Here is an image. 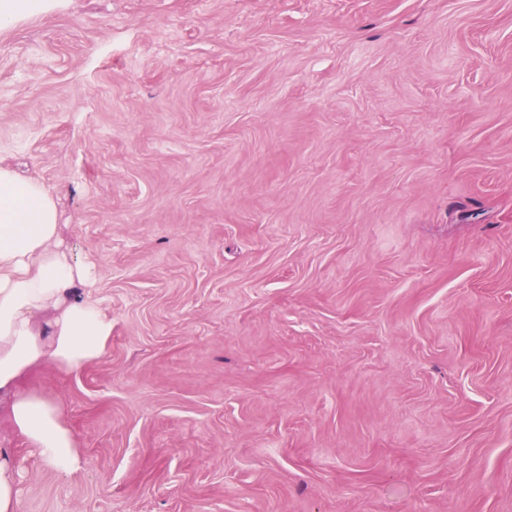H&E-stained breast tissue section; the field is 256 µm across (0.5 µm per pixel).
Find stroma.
<instances>
[{
    "mask_svg": "<svg viewBox=\"0 0 512 512\" xmlns=\"http://www.w3.org/2000/svg\"><path fill=\"white\" fill-rule=\"evenodd\" d=\"M0 165L112 317L22 512H512V0H63Z\"/></svg>",
    "mask_w": 512,
    "mask_h": 512,
    "instance_id": "stroma-1",
    "label": "stroma"
}]
</instances>
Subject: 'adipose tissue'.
<instances>
[{
    "label": "adipose tissue",
    "instance_id": "adipose-tissue-1",
    "mask_svg": "<svg viewBox=\"0 0 512 512\" xmlns=\"http://www.w3.org/2000/svg\"><path fill=\"white\" fill-rule=\"evenodd\" d=\"M93 281V263L60 244L50 192L0 166V415L64 478L83 466L65 413L22 380L47 362L75 373L104 354L112 319L89 299Z\"/></svg>",
    "mask_w": 512,
    "mask_h": 512
}]
</instances>
